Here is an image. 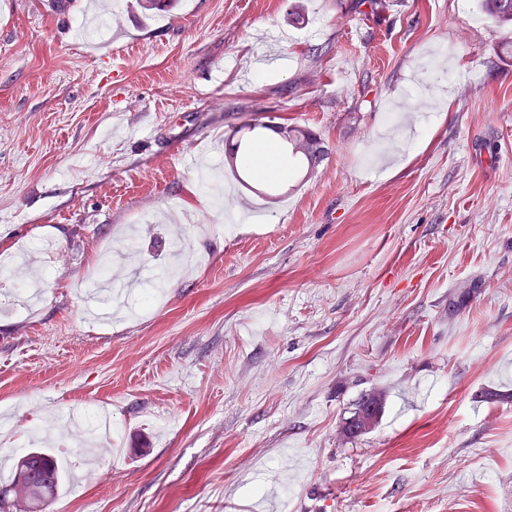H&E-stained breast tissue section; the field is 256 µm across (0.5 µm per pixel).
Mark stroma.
I'll return each instance as SVG.
<instances>
[{
  "mask_svg": "<svg viewBox=\"0 0 512 512\" xmlns=\"http://www.w3.org/2000/svg\"><path fill=\"white\" fill-rule=\"evenodd\" d=\"M352 3L116 0L87 41L86 0H0V457L58 458L46 512H512V29ZM257 110L328 148L265 197L224 167ZM382 408L383 399L379 395L374 393L362 395L355 403L353 410L349 412L350 416L343 418V430L349 435H360L361 433L355 432L354 429L357 431L361 428V419L364 415L371 411L370 417L372 418L373 425H376Z\"/></svg>",
  "mask_w": 512,
  "mask_h": 512,
  "instance_id": "stroma-1",
  "label": "stroma"
}]
</instances>
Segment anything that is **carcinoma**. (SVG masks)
<instances>
[{
	"label": "carcinoma",
	"mask_w": 512,
	"mask_h": 512,
	"mask_svg": "<svg viewBox=\"0 0 512 512\" xmlns=\"http://www.w3.org/2000/svg\"><path fill=\"white\" fill-rule=\"evenodd\" d=\"M485 12L501 26L512 25V0H482ZM269 130L280 138V143L272 150L293 157L306 172H313L323 161L326 152L320 139L306 128L293 125L274 123V118L263 122L257 118L244 123L233 130L237 135L235 143L231 144L227 154V164L243 186H248L246 176L255 172L251 166L237 164L238 154L251 153L254 146L263 141L258 130ZM383 399L374 394H364L355 403L350 416L342 421L343 430L349 435H357L361 428V419L370 414L373 422H378L382 412ZM14 469L24 471L21 479L12 476L8 483L0 482V509L14 508L17 512H43L47 502L58 494L63 480V469L58 460L45 452L32 451L17 459Z\"/></svg>",
	"instance_id": "carcinoma-1"
}]
</instances>
